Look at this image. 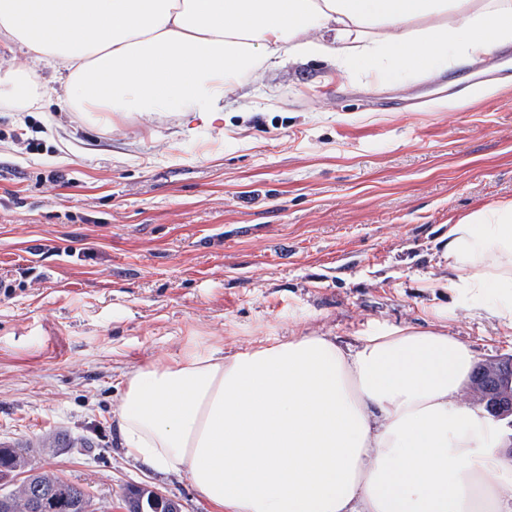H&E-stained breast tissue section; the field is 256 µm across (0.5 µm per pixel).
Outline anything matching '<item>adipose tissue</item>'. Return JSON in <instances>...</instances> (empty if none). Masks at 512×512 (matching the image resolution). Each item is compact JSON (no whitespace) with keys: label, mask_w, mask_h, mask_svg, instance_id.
Masks as SVG:
<instances>
[{"label":"adipose tissue","mask_w":512,"mask_h":512,"mask_svg":"<svg viewBox=\"0 0 512 512\" xmlns=\"http://www.w3.org/2000/svg\"><path fill=\"white\" fill-rule=\"evenodd\" d=\"M512 43V0H0V45L61 69L69 111H216L269 66L326 55L377 82ZM33 70L0 105L35 112ZM459 304L512 330V198L448 227ZM474 355L439 325L267 336L225 355L189 342L126 374L127 456L188 474L212 512H512L507 439L460 392Z\"/></svg>","instance_id":"adipose-tissue-1"}]
</instances>
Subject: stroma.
<instances>
[{"instance_id":"35a3bbf8","label":"stroma","mask_w":512,"mask_h":512,"mask_svg":"<svg viewBox=\"0 0 512 512\" xmlns=\"http://www.w3.org/2000/svg\"><path fill=\"white\" fill-rule=\"evenodd\" d=\"M507 198L512 43L406 81L290 63L214 116L0 107V446L98 512L140 484L209 512L190 477L125 454L126 373L190 340L353 351L431 321L476 363L512 356L511 331L454 302L443 256L450 220Z\"/></svg>"}]
</instances>
